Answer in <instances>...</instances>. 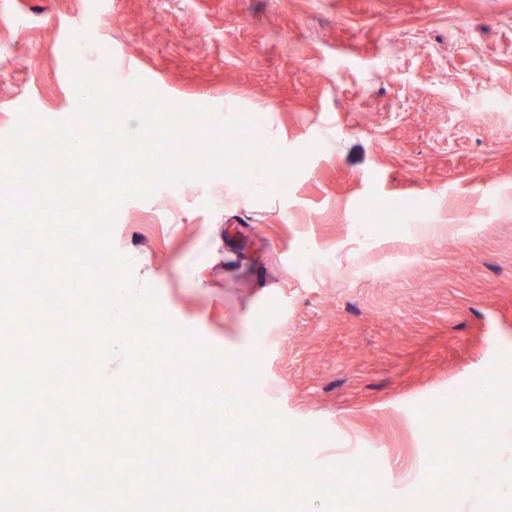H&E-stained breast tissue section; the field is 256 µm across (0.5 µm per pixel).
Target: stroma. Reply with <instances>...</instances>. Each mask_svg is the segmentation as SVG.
Returning a JSON list of instances; mask_svg holds the SVG:
<instances>
[{
    "label": "stroma",
    "mask_w": 512,
    "mask_h": 512,
    "mask_svg": "<svg viewBox=\"0 0 512 512\" xmlns=\"http://www.w3.org/2000/svg\"><path fill=\"white\" fill-rule=\"evenodd\" d=\"M92 2L0 0V136L26 106L71 116L68 55L91 68L106 44L114 81L213 107L214 135L257 113L259 140L308 149L263 200L218 177L129 201L113 242L175 323L259 349V399L330 435L315 463L370 453L411 496L415 407L512 353V0ZM395 197L412 207L373 224Z\"/></svg>",
    "instance_id": "35a3bbf8"
}]
</instances>
